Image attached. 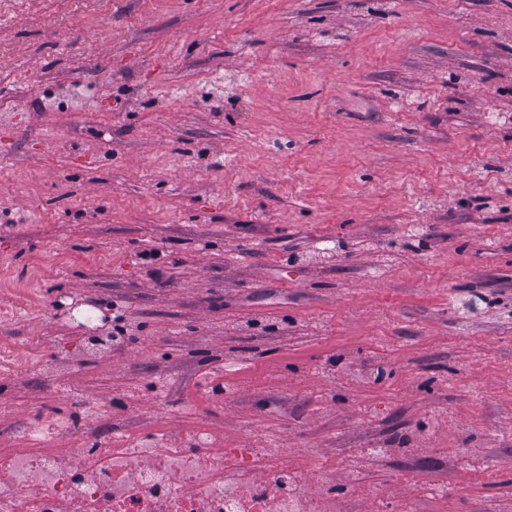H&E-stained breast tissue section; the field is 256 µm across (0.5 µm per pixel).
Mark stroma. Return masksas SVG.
Returning a JSON list of instances; mask_svg holds the SVG:
<instances>
[{
  "instance_id": "obj_1",
  "label": "stroma",
  "mask_w": 512,
  "mask_h": 512,
  "mask_svg": "<svg viewBox=\"0 0 512 512\" xmlns=\"http://www.w3.org/2000/svg\"><path fill=\"white\" fill-rule=\"evenodd\" d=\"M0 350L3 449L189 408L512 512V0H0Z\"/></svg>"
}]
</instances>
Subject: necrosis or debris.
<instances>
[{"instance_id":"obj_1","label":"necrosis or debris","mask_w":512,"mask_h":512,"mask_svg":"<svg viewBox=\"0 0 512 512\" xmlns=\"http://www.w3.org/2000/svg\"><path fill=\"white\" fill-rule=\"evenodd\" d=\"M186 440L165 431L106 435L103 449L77 448L63 467L50 443L75 427L51 418L23 430L24 447L0 450V512H334L331 497L305 490L280 448L250 449L236 463L224 441L195 422Z\"/></svg>"}]
</instances>
